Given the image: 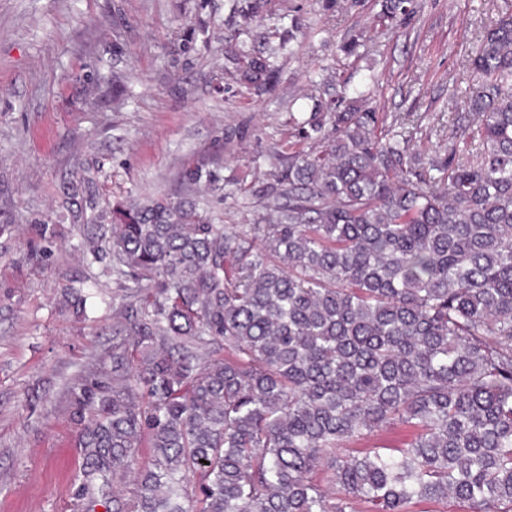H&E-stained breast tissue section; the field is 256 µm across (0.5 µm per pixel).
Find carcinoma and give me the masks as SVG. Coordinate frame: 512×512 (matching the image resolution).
<instances>
[{
    "mask_svg": "<svg viewBox=\"0 0 512 512\" xmlns=\"http://www.w3.org/2000/svg\"><path fill=\"white\" fill-rule=\"evenodd\" d=\"M239 2L265 37V0ZM416 8L382 0L378 18ZM270 57L227 61L264 91ZM470 67L479 88L428 168L362 106L366 84L290 116L268 224L229 229L165 196L111 210L91 175L63 187L89 270L64 296L85 306L99 275L136 288L100 364L112 380L68 391L83 512H409L450 497L512 512V16ZM32 230L42 262L58 228ZM390 423L413 431L408 447L351 449Z\"/></svg>",
    "mask_w": 512,
    "mask_h": 512,
    "instance_id": "obj_1",
    "label": "carcinoma"
}]
</instances>
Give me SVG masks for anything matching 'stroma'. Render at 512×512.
Listing matches in <instances>:
<instances>
[{
  "label": "stroma",
  "instance_id": "stroma-1",
  "mask_svg": "<svg viewBox=\"0 0 512 512\" xmlns=\"http://www.w3.org/2000/svg\"><path fill=\"white\" fill-rule=\"evenodd\" d=\"M419 2L384 23L380 0H269L271 16L302 26L257 93L224 71L227 50L258 46L235 0H0V219L19 228L0 252V512H77L67 391L111 349L123 299L104 278L85 312L64 303L59 283L84 271L72 237L48 264L30 260L31 225L64 221L61 187L89 170L109 201L177 200L178 172L198 163L211 174L192 195L200 210L255 223L291 112L370 74L386 127L422 160L442 154L451 113L477 88L468 55L512 0ZM353 35L363 45L347 58L338 46ZM240 177L245 191L226 194Z\"/></svg>",
  "mask_w": 512,
  "mask_h": 512
}]
</instances>
